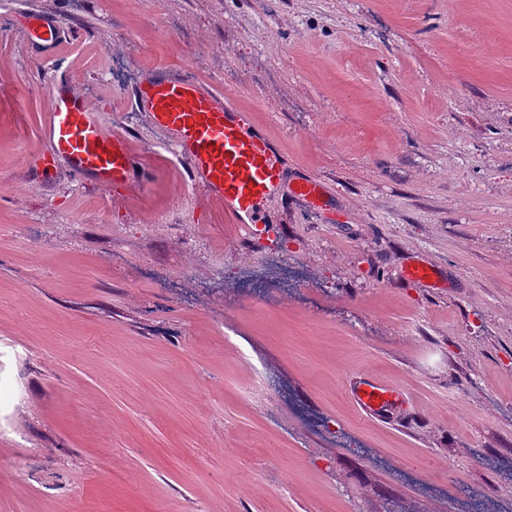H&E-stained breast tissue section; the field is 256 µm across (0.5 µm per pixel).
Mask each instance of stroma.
I'll use <instances>...</instances> for the list:
<instances>
[{"mask_svg":"<svg viewBox=\"0 0 512 512\" xmlns=\"http://www.w3.org/2000/svg\"><path fill=\"white\" fill-rule=\"evenodd\" d=\"M28 11L87 37L37 59ZM186 57L326 206L250 239L167 162L122 204L43 154L47 76L144 149ZM510 407L512 0H0V512H512ZM347 390L357 407L368 417L386 420L398 405L402 393L393 383L379 381L365 374H356L347 381Z\"/></svg>","mask_w":512,"mask_h":512,"instance_id":"obj_1","label":"stroma"}]
</instances>
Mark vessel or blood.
I'll return each instance as SVG.
<instances>
[{"label": "vessel or blood", "instance_id": "vessel-or-blood-1", "mask_svg": "<svg viewBox=\"0 0 512 512\" xmlns=\"http://www.w3.org/2000/svg\"><path fill=\"white\" fill-rule=\"evenodd\" d=\"M63 34L53 16L40 14L27 29V42L44 59ZM50 93L45 154L63 159L76 176L103 189L122 188L129 198L151 183L154 169L147 152L131 149L128 134L108 128L89 111L82 96L71 92L67 77H56ZM128 101L175 146L187 181L205 200L222 203L227 219L250 237L265 234L263 203L281 183L285 160L251 112L235 107L231 93L164 68L135 85ZM347 390L366 416L378 420L389 419L402 397L394 384L365 374L350 377Z\"/></svg>", "mask_w": 512, "mask_h": 512}]
</instances>
